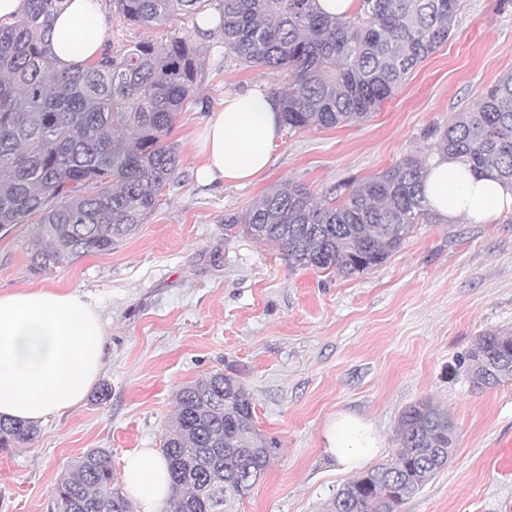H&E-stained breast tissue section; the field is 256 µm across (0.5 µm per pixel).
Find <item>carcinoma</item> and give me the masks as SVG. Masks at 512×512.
Returning a JSON list of instances; mask_svg holds the SVG:
<instances>
[{
  "instance_id": "cac0c4a2",
  "label": "carcinoma",
  "mask_w": 512,
  "mask_h": 512,
  "mask_svg": "<svg viewBox=\"0 0 512 512\" xmlns=\"http://www.w3.org/2000/svg\"><path fill=\"white\" fill-rule=\"evenodd\" d=\"M0 27V231L34 216L30 270L105 253L133 234L178 171L168 141L198 92L203 47L188 37L105 49L88 65L60 69L49 21L65 0H25ZM120 20L163 25L178 14L219 12L224 54L274 70L282 126L333 128L367 120L406 76L452 36L461 0H357L331 16L316 0H113ZM431 153L512 184V72L435 134ZM426 160L407 154L381 173L337 185L324 203L290 182L227 220L278 245L288 267L350 278L384 263L431 212ZM478 389L512 380V334L478 337L466 355ZM32 424L0 419V450L29 444ZM391 460L358 473L325 512H399L447 464L455 424L432 399L406 407ZM171 494L165 512H235L266 473L276 445L256 426L254 403L230 374L197 379L176 395L162 444ZM56 512H134L116 484L112 451L90 448L52 489Z\"/></svg>"
}]
</instances>
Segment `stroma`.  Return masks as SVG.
I'll use <instances>...</instances> for the list:
<instances>
[{"label": "stroma", "instance_id": "35a3bbf8", "mask_svg": "<svg viewBox=\"0 0 512 512\" xmlns=\"http://www.w3.org/2000/svg\"><path fill=\"white\" fill-rule=\"evenodd\" d=\"M112 50L187 35L204 45L195 102L177 117L176 179L134 235L112 250L34 275L36 220L0 233V294L53 287L92 295L106 331L105 402L86 398L50 418L29 444L0 452V512H53L52 487L87 449L107 448L114 469L140 448H161L175 395L216 372L244 384L259 430L278 446L238 512H324L350 480L324 450L337 413L370 421L382 438L373 464L390 460L409 405L448 408L456 445L445 468L402 512H512V381L477 390L463 358L478 336L512 332V212L492 224L416 225L384 264L343 278L290 269L278 248L225 219L286 182L316 196L362 180L403 155L425 154L433 129L512 70V0H462L452 37L361 123L283 131L255 184L201 187L194 138L228 93H276L279 76L224 57L220 34L194 18L157 28L119 19L99 0Z\"/></svg>", "mask_w": 512, "mask_h": 512}]
</instances>
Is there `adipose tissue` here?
Returning <instances> with one entry per match:
<instances>
[{
	"mask_svg": "<svg viewBox=\"0 0 512 512\" xmlns=\"http://www.w3.org/2000/svg\"><path fill=\"white\" fill-rule=\"evenodd\" d=\"M103 43L98 0H68L51 20L50 51L63 68L93 61ZM282 124L274 97L261 87L229 94L210 113L197 169L204 183L246 184L266 171ZM424 192L443 220L488 224L512 211V185L495 172L475 173L434 155ZM105 332L91 299L63 290L0 295V418L29 424L78 408L103 369ZM326 451L343 471L362 469L381 439L364 418L339 414L324 432ZM123 479L138 512H158L169 493L167 462L142 448L123 458Z\"/></svg>",
	"mask_w": 512,
	"mask_h": 512,
	"instance_id": "obj_1",
	"label": "adipose tissue"
}]
</instances>
